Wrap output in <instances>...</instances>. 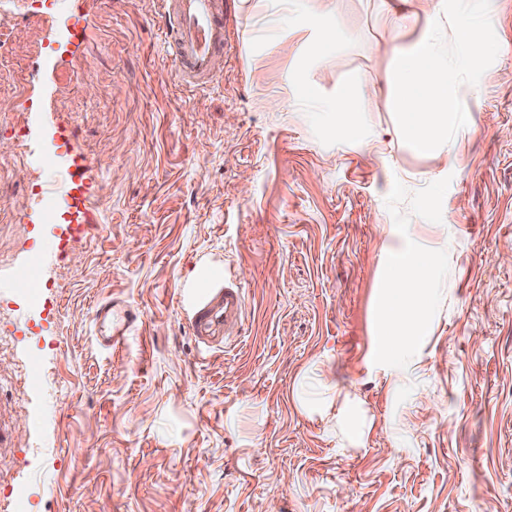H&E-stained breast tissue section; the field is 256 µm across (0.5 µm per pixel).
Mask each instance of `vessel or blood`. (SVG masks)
Segmentation results:
<instances>
[{
	"mask_svg": "<svg viewBox=\"0 0 512 512\" xmlns=\"http://www.w3.org/2000/svg\"><path fill=\"white\" fill-rule=\"evenodd\" d=\"M228 10L227 0H158L169 56L184 86L203 89L215 81V61L226 43ZM245 315L244 290L230 284L201 305L191 327L201 338L220 327L229 339L238 335Z\"/></svg>",
	"mask_w": 512,
	"mask_h": 512,
	"instance_id": "vessel-or-blood-1",
	"label": "vessel or blood"
}]
</instances>
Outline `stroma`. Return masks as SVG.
Instances as JSON below:
<instances>
[{
    "label": "stroma",
    "instance_id": "obj_1",
    "mask_svg": "<svg viewBox=\"0 0 512 512\" xmlns=\"http://www.w3.org/2000/svg\"><path fill=\"white\" fill-rule=\"evenodd\" d=\"M234 3L201 92L155 0H0V512H512V0L459 89L469 132L429 154L384 77L444 0H329L322 51L299 12ZM443 178L441 222L400 205L449 272L392 377L370 359L385 200ZM200 262L245 291L231 343L189 326ZM105 306L133 319L111 345Z\"/></svg>",
    "mask_w": 512,
    "mask_h": 512
}]
</instances>
